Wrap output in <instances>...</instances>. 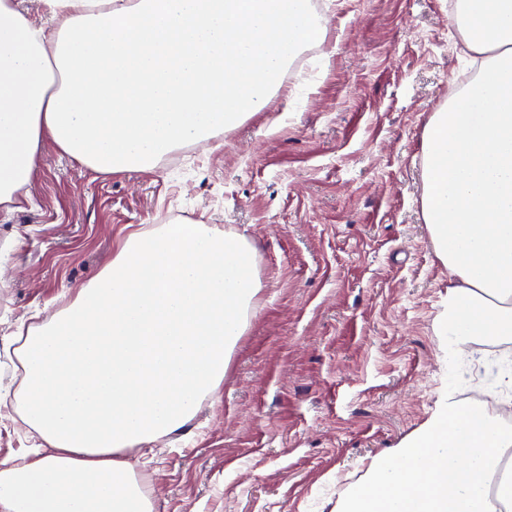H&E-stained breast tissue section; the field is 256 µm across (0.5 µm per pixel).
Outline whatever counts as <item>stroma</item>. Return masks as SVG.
Segmentation results:
<instances>
[{
    "instance_id": "35a3bbf8",
    "label": "stroma",
    "mask_w": 512,
    "mask_h": 512,
    "mask_svg": "<svg viewBox=\"0 0 512 512\" xmlns=\"http://www.w3.org/2000/svg\"><path fill=\"white\" fill-rule=\"evenodd\" d=\"M315 78L150 171L95 173L46 145L22 209L0 206V461L21 420L13 334L49 316L150 224L244 234L263 287L218 396L129 450L156 512H336L372 458L449 391L476 400L512 343L448 358V270L424 221L423 143L474 64L448 0H328Z\"/></svg>"
}]
</instances>
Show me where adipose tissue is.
Here are the masks:
<instances>
[{
    "mask_svg": "<svg viewBox=\"0 0 512 512\" xmlns=\"http://www.w3.org/2000/svg\"><path fill=\"white\" fill-rule=\"evenodd\" d=\"M46 28L0 0V205L45 143L99 173L148 171L267 105L320 25L308 0H44ZM485 56L424 138L423 215L448 270V355L512 342V0H458ZM262 288L218 225L132 233L109 268L18 332L24 421L47 454L0 463V512H154L127 449L178 432L224 383ZM337 512H512V433L493 403L449 398L376 456Z\"/></svg>",
    "mask_w": 512,
    "mask_h": 512,
    "instance_id": "adipose-tissue-1",
    "label": "adipose tissue"
}]
</instances>
